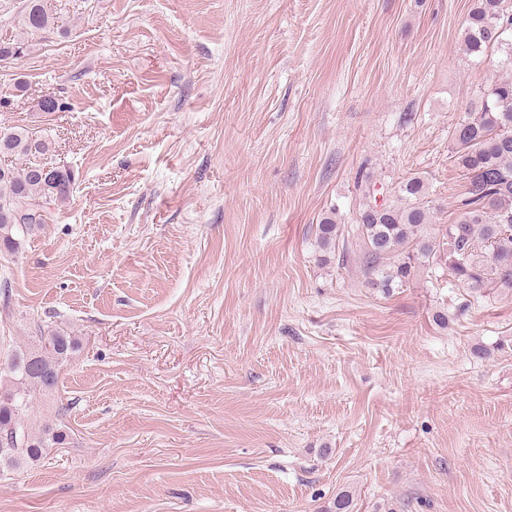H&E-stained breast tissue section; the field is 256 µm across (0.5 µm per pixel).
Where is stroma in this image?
<instances>
[{
    "label": "stroma",
    "instance_id": "1",
    "mask_svg": "<svg viewBox=\"0 0 512 512\" xmlns=\"http://www.w3.org/2000/svg\"><path fill=\"white\" fill-rule=\"evenodd\" d=\"M44 2L0 127L75 185L0 254V362L39 323L80 345L39 406L67 442L0 471V512H324L343 487L354 512H512V300L385 295L315 243L362 166L454 221L449 131L503 74L463 50L475 0Z\"/></svg>",
    "mask_w": 512,
    "mask_h": 512
}]
</instances>
